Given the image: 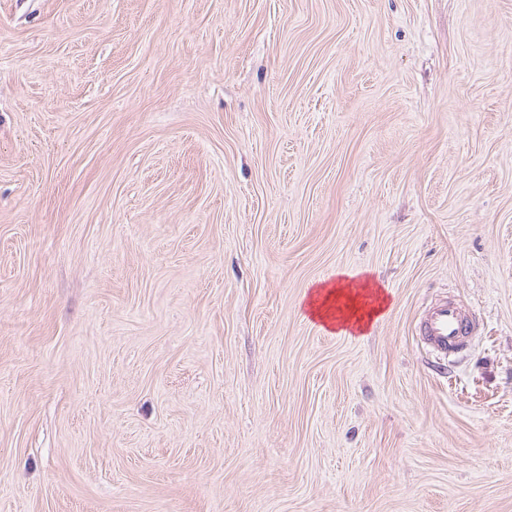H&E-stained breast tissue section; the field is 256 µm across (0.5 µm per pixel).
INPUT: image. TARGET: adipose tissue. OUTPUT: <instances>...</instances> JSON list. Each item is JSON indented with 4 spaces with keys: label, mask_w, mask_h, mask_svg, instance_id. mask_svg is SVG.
I'll return each instance as SVG.
<instances>
[{
    "label": "adipose tissue",
    "mask_w": 512,
    "mask_h": 512,
    "mask_svg": "<svg viewBox=\"0 0 512 512\" xmlns=\"http://www.w3.org/2000/svg\"><path fill=\"white\" fill-rule=\"evenodd\" d=\"M388 306V298L372 280L340 278L317 286L307 307L312 319L341 334L365 333Z\"/></svg>",
    "instance_id": "obj_1"
}]
</instances>
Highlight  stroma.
I'll return each instance as SVG.
<instances>
[{"mask_svg":"<svg viewBox=\"0 0 512 512\" xmlns=\"http://www.w3.org/2000/svg\"><path fill=\"white\" fill-rule=\"evenodd\" d=\"M0 512H512V0H0ZM387 306L385 292L370 278L357 283L354 279L339 278L320 284L310 292L307 301L312 319L319 320L327 329L347 335L355 331L364 334ZM423 327L427 343L444 357L461 346L471 329L460 309L448 301L438 302L428 309Z\"/></svg>","mask_w":512,"mask_h":512,"instance_id":"1","label":"stroma"}]
</instances>
